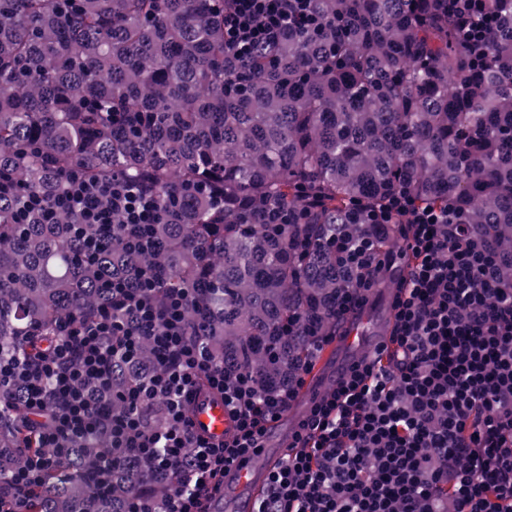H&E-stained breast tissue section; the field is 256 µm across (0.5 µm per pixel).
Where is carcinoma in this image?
Listing matches in <instances>:
<instances>
[{"label": "carcinoma", "instance_id": "cac0c4a2", "mask_svg": "<svg viewBox=\"0 0 512 512\" xmlns=\"http://www.w3.org/2000/svg\"><path fill=\"white\" fill-rule=\"evenodd\" d=\"M315 29L270 52H224V0H0V358L37 355L66 319L112 307V282L189 292L195 335L229 371L281 384L353 284L334 224L409 191L475 225L512 284V0H487L501 27L475 52L438 0H316ZM117 177L161 213L147 254L124 248V218L81 224L56 211L70 180ZM278 208L288 225L268 229ZM298 322L294 336L282 326ZM144 347L112 369V400L151 371ZM0 406V490L27 448L19 393ZM68 450L32 512H128L170 481L112 470Z\"/></svg>", "mask_w": 512, "mask_h": 512}]
</instances>
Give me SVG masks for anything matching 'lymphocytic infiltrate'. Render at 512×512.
Wrapping results in <instances>:
<instances>
[{"label":"lymphocytic infiltrate","instance_id":"lymphocytic-infiltrate-1","mask_svg":"<svg viewBox=\"0 0 512 512\" xmlns=\"http://www.w3.org/2000/svg\"><path fill=\"white\" fill-rule=\"evenodd\" d=\"M318 22L314 0H224V48L246 60L271 50L288 27ZM103 194L126 216L130 249H150L154 204L120 182H75L58 206L82 223L106 224L109 215L94 205ZM387 239L392 247L381 250ZM331 242L356 282L337 296L334 325L309 330L308 355L281 386L268 389L251 373L225 370L194 341L184 319L186 291L156 298L148 273L140 287L114 285L111 308L92 324L67 327L38 362L0 361V381L20 392L43 448L12 475L0 512H30L44 472L104 423L117 450L101 459L102 475L145 463L172 480L165 498L140 496L132 512H207L225 466L257 450L307 388L339 324L399 259L406 274L395 285L391 336L314 405L256 512H512V287L500 283L495 251L471 225L407 192L372 212L362 231L337 225ZM145 345L160 369L131 387L123 409L93 399L85 381L109 385L114 364L136 358ZM203 380L234 421L220 444L186 414ZM158 405L164 425L154 431Z\"/></svg>","mask_w":512,"mask_h":512}]
</instances>
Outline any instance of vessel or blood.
<instances>
[{"mask_svg": "<svg viewBox=\"0 0 512 512\" xmlns=\"http://www.w3.org/2000/svg\"><path fill=\"white\" fill-rule=\"evenodd\" d=\"M394 321L391 304L369 303L346 321L336 340V353L324 362L309 394L299 398L262 437L261 451L244 464L229 466L224 472V484L219 495L226 512H255L257 502L267 488L300 419L309 411L313 397L328 393L351 361L372 351L390 336ZM195 426L213 441H223L231 421L223 402L215 397H198L193 405Z\"/></svg>", "mask_w": 512, "mask_h": 512, "instance_id": "vessel-or-blood-1", "label": "vessel or blood"}]
</instances>
